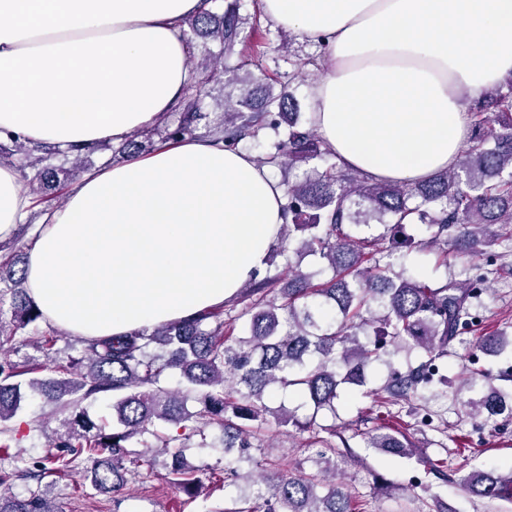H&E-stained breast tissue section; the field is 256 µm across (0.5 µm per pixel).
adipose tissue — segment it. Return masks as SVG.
I'll return each instance as SVG.
<instances>
[{
    "instance_id": "1",
    "label": "adipose tissue",
    "mask_w": 512,
    "mask_h": 512,
    "mask_svg": "<svg viewBox=\"0 0 512 512\" xmlns=\"http://www.w3.org/2000/svg\"><path fill=\"white\" fill-rule=\"evenodd\" d=\"M204 0H0V129L61 146L120 141L183 99ZM320 44L312 122L346 169L412 184L456 164L467 103L512 78V0H261ZM285 188L205 139L86 173L28 250V295L87 337L223 305L263 271ZM31 207L0 166V238Z\"/></svg>"
}]
</instances>
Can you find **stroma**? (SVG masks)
<instances>
[{
    "label": "stroma",
    "instance_id": "35a3bbf8",
    "mask_svg": "<svg viewBox=\"0 0 512 512\" xmlns=\"http://www.w3.org/2000/svg\"><path fill=\"white\" fill-rule=\"evenodd\" d=\"M485 310L475 332L455 340L443 361L450 379L448 387L436 395L412 402L374 407L366 390L384 380L387 370L376 366L369 372L367 387L349 388L338 405L337 417H322L335 426L338 435L348 438L351 454L345 466V482L360 512H512V502L489 501L472 496L460 485L462 461L474 469L505 472L512 469V421L493 418L474 423L463 415L456 394L460 381L470 369L492 373L512 367V350L500 356L482 354L477 337L500 330L512 331V261L494 281L493 291L483 297ZM61 411L34 400L15 419L23 437L15 453L24 465H31L45 453V436L58 425ZM389 426L406 430L417 453L401 458L364 447L355 430L368 431ZM85 460H77L68 476L53 486L60 512H208L210 506L234 496V489H222L211 473L201 476L194 502L162 480L131 482L123 498L96 494L82 484ZM390 492H382L381 484Z\"/></svg>",
    "mask_w": 512,
    "mask_h": 512
}]
</instances>
